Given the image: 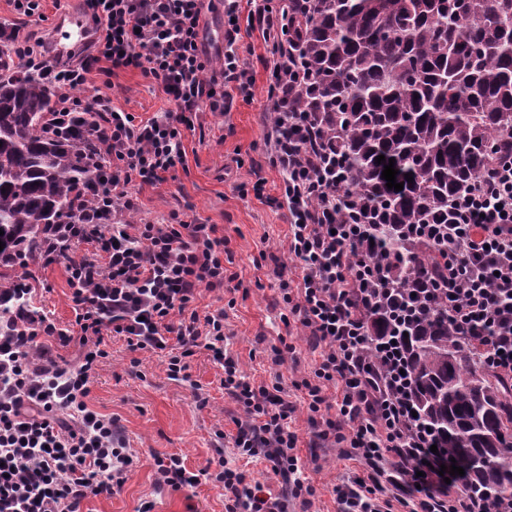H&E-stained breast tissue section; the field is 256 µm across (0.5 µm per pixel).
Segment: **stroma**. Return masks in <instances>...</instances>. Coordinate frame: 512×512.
I'll return each mask as SVG.
<instances>
[{
    "label": "stroma",
    "mask_w": 512,
    "mask_h": 512,
    "mask_svg": "<svg viewBox=\"0 0 512 512\" xmlns=\"http://www.w3.org/2000/svg\"><path fill=\"white\" fill-rule=\"evenodd\" d=\"M83 8V0H46L43 18H28L13 13L9 0H0V23L31 31L49 38L58 18ZM242 51L255 75L252 100L236 101L226 114L204 112L195 129L186 131L183 140L187 162L168 180L144 185L138 190L143 218L158 221L178 214L185 221L218 225L228 239L233 255V269L243 281L238 290L225 291L223 298L203 293L200 310L218 308L219 300H228L224 333L226 348L238 362L242 375L255 383H271L281 377L282 385L295 411L289 421L298 436L296 453L316 488L308 507L291 502L292 512H342L332 489L347 477L360 475V465L341 456L336 448L314 447L303 394L293 383L309 375L319 354L302 335H287L280 320L277 271L286 258L288 235L286 210L273 200L279 195L280 176L271 168L265 151L263 133L269 120L266 109L267 74L259 58L264 53L258 34L243 35ZM108 87L115 107L145 120L170 109L160 85L143 76L140 70L118 72L111 78L93 75L82 91L91 97L97 88ZM267 181V200L251 195L257 177ZM29 271L35 275L33 288L42 290L41 300L61 324L73 319L67 295L68 285L63 265L44 266L41 259L30 260ZM287 337L294 347L283 366L271 362V349L280 337ZM110 356L98 370L92 383L90 407L118 419L137 463L120 489L112 495L89 499L86 512H137L140 504L152 502L153 512H225L224 492L210 484H200L179 491L157 493L153 490L154 459L171 453L183 456L190 470L209 464L216 453H223L229 465L248 472L265 491L278 495L283 491L280 477L260 458L240 457L235 448L217 450L218 434L234 435L235 418L241 411L219 386L222 370L208 351L199 350L189 362V381L169 379L162 358L144 360L132 368L131 355L122 338L109 344ZM202 387L210 396L207 407H197L193 392Z\"/></svg>",
    "instance_id": "35a3bbf8"
}]
</instances>
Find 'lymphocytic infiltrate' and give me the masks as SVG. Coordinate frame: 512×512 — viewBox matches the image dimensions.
Returning a JSON list of instances; mask_svg holds the SVG:
<instances>
[{
  "instance_id": "lymphocytic-infiltrate-1",
  "label": "lymphocytic infiltrate",
  "mask_w": 512,
  "mask_h": 512,
  "mask_svg": "<svg viewBox=\"0 0 512 512\" xmlns=\"http://www.w3.org/2000/svg\"><path fill=\"white\" fill-rule=\"evenodd\" d=\"M307 0H83L94 37L61 60L48 42L22 35L14 51L27 70L57 91L49 136L81 135L90 172L73 211L45 236L44 265H64L70 324L33 304L27 280L0 289V512H82L89 498L120 488L134 462L117 419L87 399L106 340L123 337L140 367L145 353L164 357L170 379L187 378L198 349L222 370L220 386L240 407L232 438L240 455L260 457L287 485L275 496L223 460L197 471L177 454L154 459L155 491L211 483L225 512H288L289 499L313 496L288 426L294 406L281 382L254 384L224 349V311L199 312L203 292L238 280L224 264L228 241L214 224L172 217L136 218V187L166 182L186 163L185 131L201 112H227L253 97L255 77L242 56V29L259 32L265 53V135L269 163L281 177L279 207L288 212V257L297 279L281 278L282 323L297 322L319 349L305 394L315 445L339 448L361 477L334 488L345 512H382L380 499L409 512H512V496L485 499L444 480L445 459L412 415L402 374L399 329L373 335L369 318L385 293L386 266L360 258L363 227L341 221L340 172L311 115L292 109L302 69L289 33ZM222 7L224 45L210 51L205 10ZM137 69L158 81L172 104L144 122L110 97L80 94L91 73ZM448 226V317L485 369L512 380V156L455 198ZM78 343L75 362L58 348ZM335 389L328 398L327 389Z\"/></svg>"
}]
</instances>
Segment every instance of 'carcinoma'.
<instances>
[{
    "instance_id": "obj_1",
    "label": "carcinoma",
    "mask_w": 512,
    "mask_h": 512,
    "mask_svg": "<svg viewBox=\"0 0 512 512\" xmlns=\"http://www.w3.org/2000/svg\"><path fill=\"white\" fill-rule=\"evenodd\" d=\"M293 34L306 71L299 107L342 166L343 215L369 225L366 259L391 271L392 298L370 326L382 336L394 306L417 307L405 343L418 422L464 469V489L512 496V383L474 364L446 307L411 294L442 283L448 264L446 240L409 233L448 223L449 200L512 152V0H313ZM11 55L0 42V288L86 177L79 146L44 133L49 89L6 68ZM379 155L395 159L403 190L387 188Z\"/></svg>"
}]
</instances>
